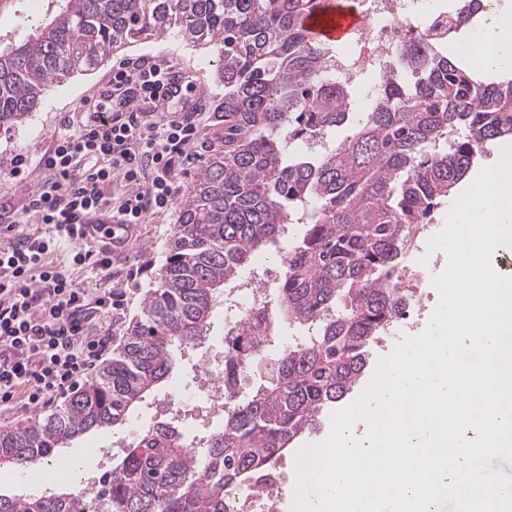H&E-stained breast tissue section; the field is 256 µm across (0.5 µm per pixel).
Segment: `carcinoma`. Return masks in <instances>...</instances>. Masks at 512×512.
Wrapping results in <instances>:
<instances>
[{
  "label": "carcinoma",
  "instance_id": "obj_1",
  "mask_svg": "<svg viewBox=\"0 0 512 512\" xmlns=\"http://www.w3.org/2000/svg\"><path fill=\"white\" fill-rule=\"evenodd\" d=\"M0 0L30 34L0 44V129L35 111L52 84L96 70L141 36L175 27L215 48L224 82V150L195 174L173 246L119 355L46 417L0 428V467L27 473L58 449L118 431L172 377L176 354L206 343L224 290L245 278L288 224L276 301H260L276 326L243 312L224 327V424L202 446L156 424L97 475L106 512H227L242 483L276 473L318 413L363 378L368 347L406 319L414 300L403 257L434 210L487 149L512 137V79L483 75L413 39L400 57L423 77L376 73L371 107L338 146L297 150L357 112L336 81V46L303 21L333 0H49L41 17ZM472 21L470 0L448 14V37ZM308 338L285 344L280 329ZM259 384L245 397L242 376ZM0 512H76L69 485L0 493Z\"/></svg>",
  "mask_w": 512,
  "mask_h": 512
}]
</instances>
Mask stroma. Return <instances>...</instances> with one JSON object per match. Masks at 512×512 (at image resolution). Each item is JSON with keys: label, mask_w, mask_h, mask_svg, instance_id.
Segmentation results:
<instances>
[{"label": "stroma", "mask_w": 512, "mask_h": 512, "mask_svg": "<svg viewBox=\"0 0 512 512\" xmlns=\"http://www.w3.org/2000/svg\"><path fill=\"white\" fill-rule=\"evenodd\" d=\"M143 55L171 61L193 82L201 100L207 146L180 174L182 188L190 187L202 161L224 145V125L216 119V111L224 98V84L217 77L218 65L211 49L183 42L178 32L172 30L113 53L111 60L91 74L78 75L50 87L42 105L21 125L8 131L0 130V202H19L42 181L44 173L34 162L49 148L50 137L61 119L66 116L80 119V102L97 95L99 88L110 80L113 64ZM20 153L32 159L33 165L22 178H8L11 162ZM178 217L179 211L174 208L164 218L138 225L128 250L113 257L111 279L99 280L81 271L76 274L78 281L92 291L109 287L113 282L128 288L124 315L114 328L113 349H120L128 326L141 314L144 299L153 286L154 273L168 255Z\"/></svg>", "instance_id": "stroma-1"}]
</instances>
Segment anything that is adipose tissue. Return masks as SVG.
<instances>
[{
  "instance_id": "obj_1",
  "label": "adipose tissue",
  "mask_w": 512,
  "mask_h": 512,
  "mask_svg": "<svg viewBox=\"0 0 512 512\" xmlns=\"http://www.w3.org/2000/svg\"><path fill=\"white\" fill-rule=\"evenodd\" d=\"M456 53L476 68L489 72L512 71V14L490 7L486 22Z\"/></svg>"
}]
</instances>
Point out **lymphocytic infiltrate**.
<instances>
[{
    "instance_id": "obj_1",
    "label": "lymphocytic infiltrate",
    "mask_w": 512,
    "mask_h": 512,
    "mask_svg": "<svg viewBox=\"0 0 512 512\" xmlns=\"http://www.w3.org/2000/svg\"><path fill=\"white\" fill-rule=\"evenodd\" d=\"M170 70L145 56L120 64L98 101L104 118L76 130L62 122L38 160L50 177L14 210L11 243L0 249V413L56 406L112 347L126 293H91L74 277L77 269L111 275V254L89 246L82 227L144 224L178 200L181 167L203 144L199 111L161 123L130 110L133 92L153 94Z\"/></svg>"
}]
</instances>
